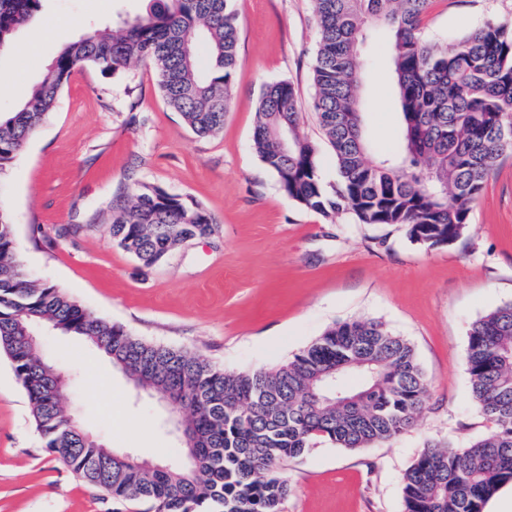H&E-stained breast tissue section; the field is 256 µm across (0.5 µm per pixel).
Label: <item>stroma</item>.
<instances>
[{"label":"stroma","mask_w":512,"mask_h":512,"mask_svg":"<svg viewBox=\"0 0 512 512\" xmlns=\"http://www.w3.org/2000/svg\"><path fill=\"white\" fill-rule=\"evenodd\" d=\"M152 0H44L37 21L55 36L32 56H0V111L28 96L64 42L112 28ZM238 66L219 136L201 138L139 64L105 76L76 71L54 111L0 180L24 267L89 311L148 341L204 355L231 372L291 359L335 323L383 322L415 348L429 404L393 440L362 450L318 443L288 463L283 512H403L402 477L429 442L463 446L493 429L474 409L465 364L473 321L512 302V156L502 159L452 247L411 243L398 225L354 223L307 210L282 192L252 146L257 98L268 82L311 93L317 45L314 0H233ZM512 24V0H433L430 41L453 44L485 21ZM364 120L374 154L399 137L389 47L374 39ZM197 201L216 233L186 241L145 269L113 244L112 197L127 180ZM40 351L65 376L62 403L105 447L173 463L182 415L137 391L76 336L44 334ZM146 423L143 431L129 420ZM105 498L45 448L24 388L0 353V512H144Z\"/></svg>","instance_id":"obj_1"}]
</instances>
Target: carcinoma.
Segmentation results:
<instances>
[{"mask_svg":"<svg viewBox=\"0 0 512 512\" xmlns=\"http://www.w3.org/2000/svg\"><path fill=\"white\" fill-rule=\"evenodd\" d=\"M431 3L315 0L311 109L334 153V188L319 175L316 147L298 133L301 111L290 82L261 88L253 133L256 153L288 199L327 217L398 224L427 249L463 237L497 162L512 155V25L489 20L443 46L424 35ZM41 7L42 0H0V55ZM379 32L389 44L401 135L394 151L371 159L361 48ZM238 41L233 0H156L149 12L110 33L85 32L60 50L26 102L0 112V180L78 68L107 75L145 63L165 103L194 134H220ZM216 230L196 201L145 182L125 186L112 204V242L146 266ZM39 326L88 340L135 387L176 403L194 434L179 449L185 463L132 464L85 440L59 401L55 366L23 343ZM0 352L26 391L45 447L87 485L114 500H145L151 512H282L289 460L319 440L351 450L388 442L411 428L429 402L413 345L371 318L335 323L291 359L247 372L146 341L92 314L64 289L29 279L4 208ZM465 362L471 401L494 429L465 447L426 444L403 476L404 512H483L487 500L512 483V303L472 322ZM333 375L337 388L325 384Z\"/></svg>","mask_w":512,"mask_h":512,"instance_id":"carcinoma-1","label":"carcinoma"}]
</instances>
